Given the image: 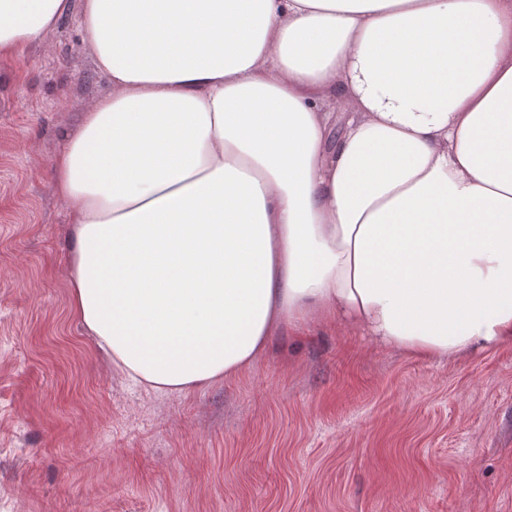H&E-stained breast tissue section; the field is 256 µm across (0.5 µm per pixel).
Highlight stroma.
Segmentation results:
<instances>
[{"mask_svg":"<svg viewBox=\"0 0 512 512\" xmlns=\"http://www.w3.org/2000/svg\"><path fill=\"white\" fill-rule=\"evenodd\" d=\"M111 91L79 17L0 58V512H512V345L429 361L320 322L180 396L69 316L53 160Z\"/></svg>","mask_w":512,"mask_h":512,"instance_id":"35a3bbf8","label":"stroma"}]
</instances>
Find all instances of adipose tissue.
Masks as SVG:
<instances>
[{"instance_id":"1","label":"adipose tissue","mask_w":512,"mask_h":512,"mask_svg":"<svg viewBox=\"0 0 512 512\" xmlns=\"http://www.w3.org/2000/svg\"><path fill=\"white\" fill-rule=\"evenodd\" d=\"M73 11L112 91L53 163L70 314L127 379L189 394L323 321L512 343V0H0V57Z\"/></svg>"}]
</instances>
